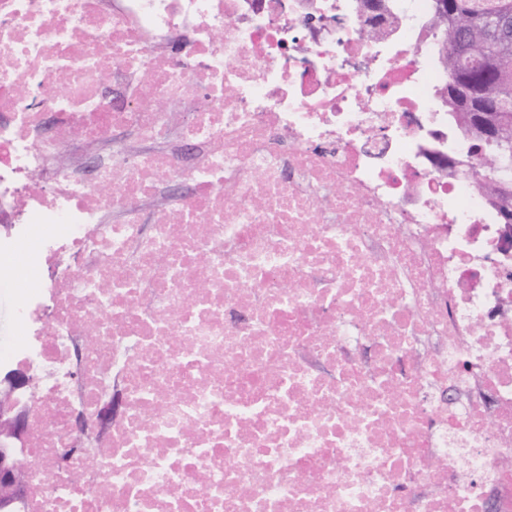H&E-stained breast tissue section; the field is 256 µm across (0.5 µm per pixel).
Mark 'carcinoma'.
<instances>
[{"mask_svg":"<svg viewBox=\"0 0 512 512\" xmlns=\"http://www.w3.org/2000/svg\"><path fill=\"white\" fill-rule=\"evenodd\" d=\"M430 2V27L438 38L441 65L448 74L445 89L454 107L450 116L472 145L493 157V163L479 164L477 179L500 205L499 212L512 220V110L500 113L487 107L490 101L512 102V37L498 35V23L512 20V0H447L445 11L436 9L439 0ZM471 81L482 82L481 97L465 94ZM486 126L497 134L491 145L482 139Z\"/></svg>","mask_w":512,"mask_h":512,"instance_id":"carcinoma-1","label":"carcinoma"}]
</instances>
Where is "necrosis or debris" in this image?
Here are the masks:
<instances>
[{
  "label": "necrosis or debris",
  "instance_id": "obj_1",
  "mask_svg": "<svg viewBox=\"0 0 512 512\" xmlns=\"http://www.w3.org/2000/svg\"><path fill=\"white\" fill-rule=\"evenodd\" d=\"M428 4L0 0L20 512H512V238L440 170Z\"/></svg>",
  "mask_w": 512,
  "mask_h": 512
}]
</instances>
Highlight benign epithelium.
Here are the masks:
<instances>
[{"instance_id":"1","label":"benign epithelium","mask_w":512,"mask_h":512,"mask_svg":"<svg viewBox=\"0 0 512 512\" xmlns=\"http://www.w3.org/2000/svg\"><path fill=\"white\" fill-rule=\"evenodd\" d=\"M33 377L22 369L0 372V512H16L25 495L24 457L29 411L23 396Z\"/></svg>"}]
</instances>
